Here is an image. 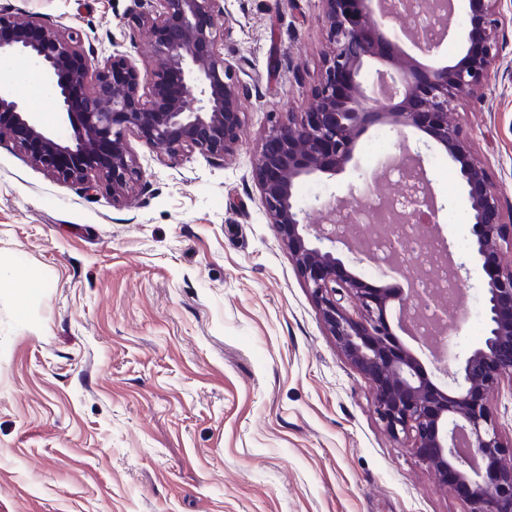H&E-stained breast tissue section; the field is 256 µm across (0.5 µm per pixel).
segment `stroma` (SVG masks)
I'll list each match as a JSON object with an SVG mask.
<instances>
[{
    "label": "stroma",
    "instance_id": "1",
    "mask_svg": "<svg viewBox=\"0 0 512 512\" xmlns=\"http://www.w3.org/2000/svg\"><path fill=\"white\" fill-rule=\"evenodd\" d=\"M82 31L86 53L142 60L128 17L149 0H0ZM479 98L456 111L512 212V0ZM322 0H224L215 22L243 105L235 151L172 156L128 136L126 199L96 175L64 183L0 145V263L37 288H0V512H467L378 420L269 224L253 161L274 113L304 111L326 49ZM459 267L458 370L486 334L470 204L447 152L407 128ZM363 148L300 202L346 196L375 172Z\"/></svg>",
    "mask_w": 512,
    "mask_h": 512
}]
</instances>
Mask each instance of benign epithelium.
I'll return each instance as SVG.
<instances>
[{"label":"benign epithelium","mask_w":512,"mask_h":512,"mask_svg":"<svg viewBox=\"0 0 512 512\" xmlns=\"http://www.w3.org/2000/svg\"><path fill=\"white\" fill-rule=\"evenodd\" d=\"M155 2L156 9L136 18L151 36L150 63L143 69L128 54L91 59L79 30L0 8V60L25 56L69 128L64 139L51 133L11 84L0 82V141L13 142L64 182H83L96 172L112 188L114 202L139 177L129 134L172 156L197 150L222 158L232 152L243 108L236 72L220 52L224 31L214 22L224 10L222 0ZM322 2L328 51L313 88L314 106L298 119L287 111L275 121L254 161L266 217L336 346L371 381L374 410L386 430L414 433L426 467L445 483L453 475L454 489L465 490L467 512H512V444H504L489 407L493 392L512 385V268L502 264L504 246L512 247V224L504 221L500 194L472 158L455 117L456 102L477 94L499 56L498 0H468L466 52L437 68L416 67L384 32L406 10V0ZM426 6L439 30L419 49L433 56L448 36L454 0H427ZM367 59L384 65L371 79L363 71ZM373 125L399 134L423 129L448 152L470 202V243L484 273L487 332L450 374L455 387L446 391L398 342L389 315L394 308L403 315L431 310L446 321L448 308H438L431 297L413 301L399 290L366 287L338 256L350 236L334 223H311L296 196L303 180L344 169ZM398 148L438 213L421 152L403 139Z\"/></svg>","instance_id":"benign-epithelium-1"}]
</instances>
